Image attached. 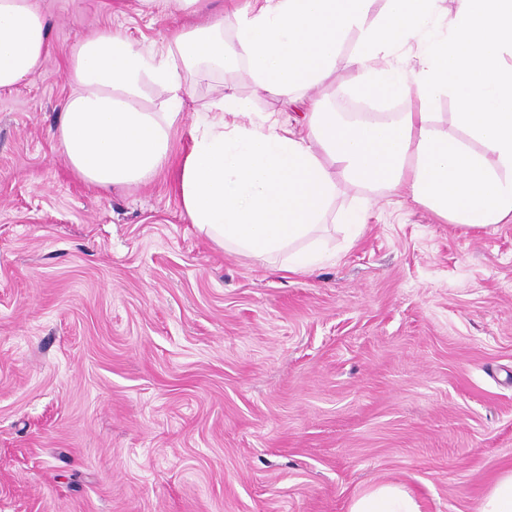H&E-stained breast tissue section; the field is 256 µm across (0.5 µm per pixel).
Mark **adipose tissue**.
I'll return each instance as SVG.
<instances>
[{"label":"adipose tissue","mask_w":512,"mask_h":512,"mask_svg":"<svg viewBox=\"0 0 512 512\" xmlns=\"http://www.w3.org/2000/svg\"><path fill=\"white\" fill-rule=\"evenodd\" d=\"M250 0L233 43L223 19L169 28L164 49L119 32L81 38L69 59L73 90L56 131L59 149L82 181L108 189L146 183L170 163V133L183 118L185 74L246 65L249 74L298 105L299 91L336 69L340 47L357 33L350 92L370 101L414 97L416 109L350 118L310 112L306 129L252 112L223 91L196 113L193 147L179 162L178 191L190 222L219 247L284 271L307 274L324 252L313 237L326 214L360 235L367 210L331 212L338 182L403 197L463 229L512 223V0H454L445 28L441 0ZM410 41L423 47L418 69L379 57ZM49 28L36 0H0V90L27 83L48 52ZM165 107L143 108L146 86ZM456 104L461 138L435 110ZM348 512H420L403 488L383 484L353 499Z\"/></svg>","instance_id":"obj_1"}]
</instances>
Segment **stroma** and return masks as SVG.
Instances as JSON below:
<instances>
[{"mask_svg": "<svg viewBox=\"0 0 512 512\" xmlns=\"http://www.w3.org/2000/svg\"><path fill=\"white\" fill-rule=\"evenodd\" d=\"M49 52L0 92V512H348L394 482L422 512H476L512 469V223L463 231L397 196L362 235L318 232L330 260L291 275L217 247L176 171L103 191L55 132L77 39L156 50L194 14L141 0H38ZM306 100L346 109L347 59ZM172 157L228 88L291 115L245 69L186 74Z\"/></svg>", "mask_w": 512, "mask_h": 512, "instance_id": "obj_1", "label": "stroma"}]
</instances>
